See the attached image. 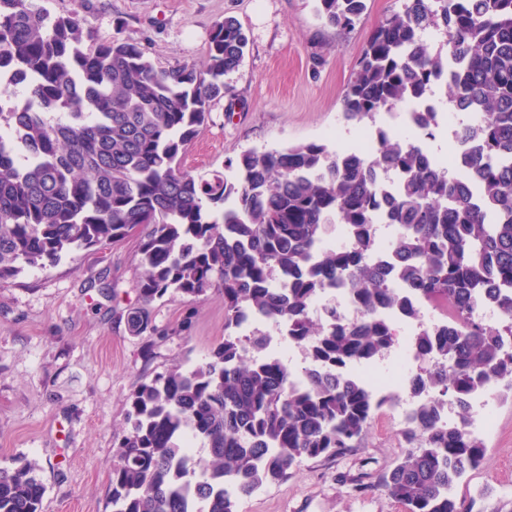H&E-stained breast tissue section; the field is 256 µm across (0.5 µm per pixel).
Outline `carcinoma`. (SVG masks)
I'll list each match as a JSON object with an SVG mask.
<instances>
[{
  "label": "carcinoma",
  "instance_id": "carcinoma-1",
  "mask_svg": "<svg viewBox=\"0 0 512 512\" xmlns=\"http://www.w3.org/2000/svg\"><path fill=\"white\" fill-rule=\"evenodd\" d=\"M316 2L343 30L366 9ZM430 29L444 33L445 54L431 53ZM247 47L226 16L201 61L159 69L140 43L92 41L76 13L50 20L32 0H0V128L11 132L0 134V283L145 226L125 324L149 337L147 356L170 336L154 302L224 295V340L209 360L174 364L128 396L111 512H237L238 495L288 479L301 459L356 447L405 391L410 449L377 488L406 512H471L454 494L486 454L466 428L471 398L486 387L512 398V0H402L380 22L342 95L343 119L371 125L372 150L308 142L247 150L228 175L183 169ZM441 86L448 111L480 115L455 131L450 169L422 143L439 127ZM404 106L414 136L376 125ZM338 224L346 247L331 243ZM379 224L393 227L384 248ZM331 290L355 319L334 303L313 316ZM424 307L439 313L413 339L428 366L397 391L372 389L352 369L392 349ZM250 318L303 348L298 379L259 355L265 333L239 335ZM44 493L32 465L0 469V512H42Z\"/></svg>",
  "mask_w": 512,
  "mask_h": 512
}]
</instances>
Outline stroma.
Here are the masks:
<instances>
[{"instance_id":"obj_1","label":"stroma","mask_w":512,"mask_h":512,"mask_svg":"<svg viewBox=\"0 0 512 512\" xmlns=\"http://www.w3.org/2000/svg\"><path fill=\"white\" fill-rule=\"evenodd\" d=\"M49 16L79 13L96 40L147 46L154 64L200 61L209 33L236 17L249 45L224 76V97L182 155L196 174L224 171L250 149L311 141L330 150L356 145L342 118V94L371 31L398 0H366L354 29L327 26L314 0H34ZM140 232L78 250L54 266L24 270L0 285V468L24 459L46 488L42 512H109L116 446L126 432L127 398L145 376L173 363L207 360L224 338V296L196 303L178 294L154 305L165 328L194 314L188 338L141 354L121 318L136 302ZM481 465L457 485L473 512H512V403H495ZM402 423L382 410L357 448L302 461L288 480L238 501V512H406L377 489L405 453Z\"/></svg>"}]
</instances>
